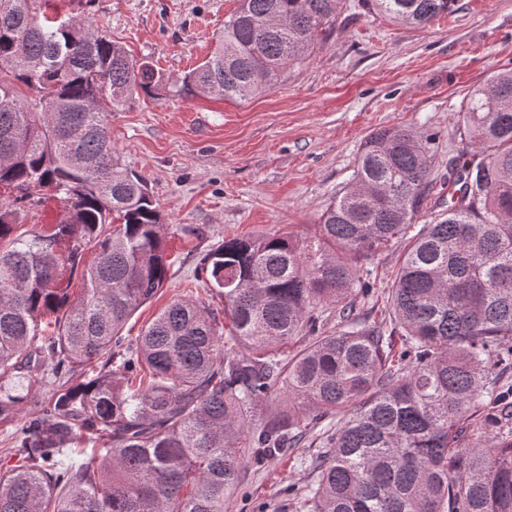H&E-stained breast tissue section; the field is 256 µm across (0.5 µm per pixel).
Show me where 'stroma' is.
Masks as SVG:
<instances>
[{"label":"stroma","instance_id":"obj_1","mask_svg":"<svg viewBox=\"0 0 512 512\" xmlns=\"http://www.w3.org/2000/svg\"><path fill=\"white\" fill-rule=\"evenodd\" d=\"M237 6L238 0L58 3L173 80L209 56ZM505 69H512V0H458L452 13L421 26L359 6L343 11L305 64L248 101L134 94L110 114V134L122 164L146 181L165 219L171 266L164 288L134 313L124 336L135 338L183 297L202 302L218 325L228 326L223 298L204 285V254L233 235L316 241L320 215L347 186L374 129L437 133L432 173L445 172L458 154L469 91ZM405 249L398 239L375 255L374 295L354 298L356 316L387 315ZM317 452L306 439L248 471L247 494L230 512H292L284 489L302 492L316 482L308 460Z\"/></svg>","mask_w":512,"mask_h":512}]
</instances>
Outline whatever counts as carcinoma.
<instances>
[{"mask_svg": "<svg viewBox=\"0 0 512 512\" xmlns=\"http://www.w3.org/2000/svg\"><path fill=\"white\" fill-rule=\"evenodd\" d=\"M48 2L0 0V185L15 205L40 191L65 205L29 237L0 206V425L15 459L0 468V512H226L247 465L307 430L322 448L300 496L309 512H512V70L468 95L443 210L409 241L389 316L360 320L346 299L369 295L371 258L433 192L436 136L399 126L365 138L317 241L235 236L202 258L227 336L208 307L178 298L132 341L126 322L168 280V225L112 147L109 113L138 90H269L334 30L341 0H239L180 85L88 18L38 21ZM369 2L424 25L457 0ZM327 304L341 328L321 336ZM301 334L313 343L283 357ZM45 371L65 382L41 403ZM278 391L288 411L251 427Z\"/></svg>", "mask_w": 512, "mask_h": 512, "instance_id": "carcinoma-1", "label": "carcinoma"}]
</instances>
